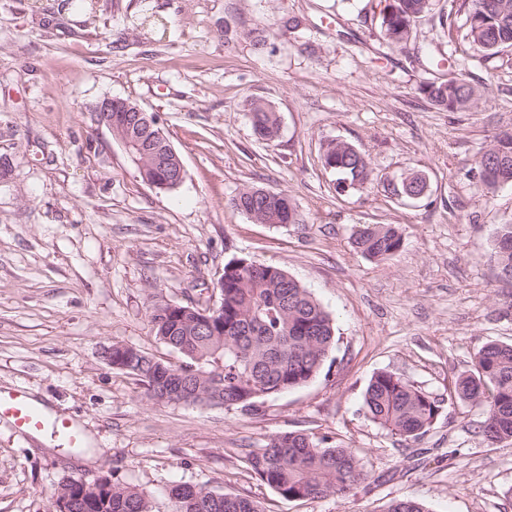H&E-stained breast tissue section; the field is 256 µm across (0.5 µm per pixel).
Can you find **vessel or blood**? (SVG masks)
Instances as JSON below:
<instances>
[{
  "instance_id": "1",
  "label": "vessel or blood",
  "mask_w": 512,
  "mask_h": 512,
  "mask_svg": "<svg viewBox=\"0 0 512 512\" xmlns=\"http://www.w3.org/2000/svg\"><path fill=\"white\" fill-rule=\"evenodd\" d=\"M0 421L11 424L23 434L49 432L52 438L62 440L68 447L81 448L86 444L83 429L67 416L59 414L46 418L42 410L31 402L21 389L0 390Z\"/></svg>"
}]
</instances>
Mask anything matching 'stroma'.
<instances>
[{
  "label": "stroma",
  "instance_id": "obj_1",
  "mask_svg": "<svg viewBox=\"0 0 512 512\" xmlns=\"http://www.w3.org/2000/svg\"><path fill=\"white\" fill-rule=\"evenodd\" d=\"M0 0V387H22L84 430L92 454L46 446L0 423V512H53L65 478L107 475L169 512L186 483L257 500L265 512H512V441L489 444L481 407L454 394L477 351L512 343V283L491 259L512 224V185L488 189L479 158L512 132V49L484 58L463 38L464 0H433L405 49L380 0ZM298 28H290V21ZM448 63L429 68V54ZM461 76L478 92L449 112L421 92ZM122 98L156 114L184 164L179 186L145 183L97 109ZM280 115L258 138L249 104ZM366 154L367 184L343 192L322 147ZM426 176L425 197L388 181ZM288 194L302 221L256 224L240 189ZM395 224L400 251L377 263L354 245ZM275 265L330 314L321 372L258 412L158 404L102 356L115 342L180 363L158 341L160 303L208 304L233 258ZM390 371L435 399L416 439L372 422L371 376ZM301 431L353 449L372 484L346 497L281 498L246 472L241 449Z\"/></svg>",
  "mask_w": 512,
  "mask_h": 512
}]
</instances>
